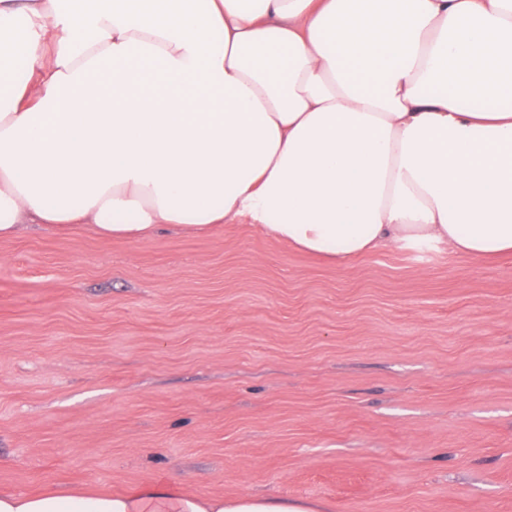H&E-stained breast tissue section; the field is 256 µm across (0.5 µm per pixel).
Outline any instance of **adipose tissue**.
<instances>
[{
	"label": "adipose tissue",
	"instance_id": "adipose-tissue-1",
	"mask_svg": "<svg viewBox=\"0 0 512 512\" xmlns=\"http://www.w3.org/2000/svg\"><path fill=\"white\" fill-rule=\"evenodd\" d=\"M244 222L346 265L512 253V0H0V239ZM0 512H317L163 481Z\"/></svg>",
	"mask_w": 512,
	"mask_h": 512
}]
</instances>
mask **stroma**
Here are the masks:
<instances>
[{"label": "stroma", "instance_id": "obj_1", "mask_svg": "<svg viewBox=\"0 0 512 512\" xmlns=\"http://www.w3.org/2000/svg\"><path fill=\"white\" fill-rule=\"evenodd\" d=\"M512 512V257L247 224L0 240V494Z\"/></svg>", "mask_w": 512, "mask_h": 512}]
</instances>
